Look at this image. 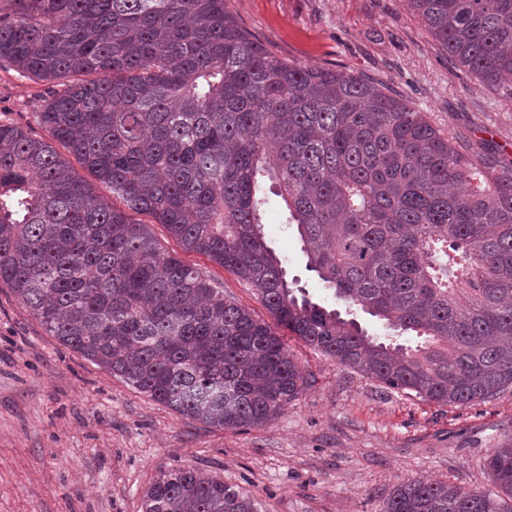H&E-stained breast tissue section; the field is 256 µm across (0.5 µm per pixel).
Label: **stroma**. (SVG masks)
<instances>
[{
	"label": "stroma",
	"instance_id": "35a3bbf8",
	"mask_svg": "<svg viewBox=\"0 0 512 512\" xmlns=\"http://www.w3.org/2000/svg\"><path fill=\"white\" fill-rule=\"evenodd\" d=\"M273 56L383 84L446 132L512 143V100L456 67L403 0H224ZM56 83L19 78L0 62V123L34 137ZM279 197L263 214L268 245L289 278L320 301L331 293L306 268ZM226 295L267 318L255 289L204 255L184 252ZM306 371L303 395L270 425L212 428L157 403L65 348L0 286V512H142L160 471L193 467L223 478L258 512H377L398 485L430 479L491 488L487 454L512 441V387L487 401L438 405L390 390L283 332Z\"/></svg>",
	"mask_w": 512,
	"mask_h": 512
}]
</instances>
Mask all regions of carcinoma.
Returning a JSON list of instances; mask_svg holds the SVG:
<instances>
[{
    "mask_svg": "<svg viewBox=\"0 0 512 512\" xmlns=\"http://www.w3.org/2000/svg\"><path fill=\"white\" fill-rule=\"evenodd\" d=\"M404 2L512 99V0ZM0 60L61 86L38 113L48 139L0 123V283L60 344L181 415L244 431L308 387L276 324L425 402L512 387V159L493 143L460 141L380 84L282 62L224 0H0ZM263 179L308 270L387 339L295 294L265 239ZM134 213L255 288L274 324ZM486 466L493 490L415 480L380 512H512V442ZM142 508L257 512L192 467L160 472ZM54 145H55L56 149L58 150V152L64 158H66L70 161V163L72 164L76 173L80 177L86 179L88 182H90L93 185V187L98 195L102 196L104 199L108 200L110 203H112V201H113L115 204L119 205V200L112 197V193L109 190V188L106 187V185L99 183V181H97L90 172H88L86 169L82 168L79 165V163L74 159V157L71 156L70 154H68V152L66 150H64L61 146H59L57 144H54Z\"/></svg>",
    "mask_w": 512,
    "mask_h": 512,
    "instance_id": "obj_1",
    "label": "carcinoma"
}]
</instances>
